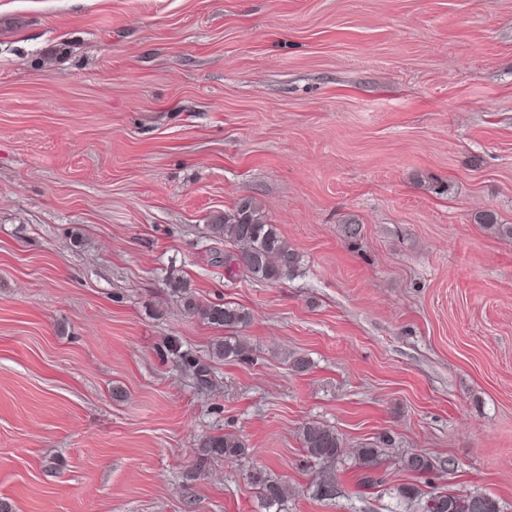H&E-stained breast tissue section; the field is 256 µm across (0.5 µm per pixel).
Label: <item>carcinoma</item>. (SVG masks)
Masks as SVG:
<instances>
[{"label":"carcinoma","instance_id":"cac0c4a2","mask_svg":"<svg viewBox=\"0 0 512 512\" xmlns=\"http://www.w3.org/2000/svg\"><path fill=\"white\" fill-rule=\"evenodd\" d=\"M481 224L489 234L512 239V224L497 223L491 213L481 218ZM205 230L207 240L227 247L224 262L235 265L257 281L276 283L292 276L300 267L299 254L281 236L277 225L267 222L261 207L251 197L240 199L230 211L212 215ZM170 288L178 294L185 313L190 316H198L227 330L237 329L247 322L246 312L235 305L201 303L186 280H174ZM248 351L247 344L238 336H226L213 348L214 356L219 359H242ZM179 358L197 381L207 382L206 367L186 353L180 354ZM299 439L306 455L321 469L315 495L321 498L332 496L334 479L330 472L345 456L342 436L332 426L307 421L299 429ZM388 443L389 439L382 437L377 443L360 446L354 454L355 463L369 472L374 471L380 463L383 447ZM244 452V443L232 433L207 436L200 443V457L190 477L200 473L211 459L239 457ZM400 467L422 478L433 470L434 465L429 457L410 453L400 458ZM250 479L258 488L265 508L270 509L283 501L284 486L280 481L261 471L250 474ZM397 495L400 503L406 506L415 504L420 512H503L498 499L482 493L425 490L407 484L397 488Z\"/></svg>","mask_w":512,"mask_h":512}]
</instances>
